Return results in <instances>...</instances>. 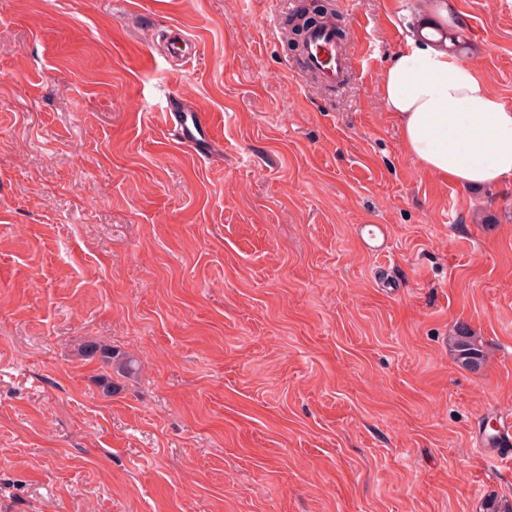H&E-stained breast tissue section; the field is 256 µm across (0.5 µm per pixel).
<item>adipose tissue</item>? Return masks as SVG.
<instances>
[{
    "instance_id": "adipose-tissue-1",
    "label": "adipose tissue",
    "mask_w": 512,
    "mask_h": 512,
    "mask_svg": "<svg viewBox=\"0 0 512 512\" xmlns=\"http://www.w3.org/2000/svg\"><path fill=\"white\" fill-rule=\"evenodd\" d=\"M380 93L425 171L465 188L512 181V107L447 46L408 37L383 69Z\"/></svg>"
}]
</instances>
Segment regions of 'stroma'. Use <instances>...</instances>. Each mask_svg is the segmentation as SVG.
<instances>
[{
    "instance_id": "obj_1",
    "label": "stroma",
    "mask_w": 512,
    "mask_h": 512,
    "mask_svg": "<svg viewBox=\"0 0 512 512\" xmlns=\"http://www.w3.org/2000/svg\"><path fill=\"white\" fill-rule=\"evenodd\" d=\"M334 3L356 69L332 92L268 0H0V512L512 500L476 452L512 421V184L403 148L380 74L417 0ZM443 29L512 107V0H448ZM180 104L205 153L165 125ZM87 340L139 374L105 394ZM361 243L372 254L382 253L387 248L388 231L384 224H370L360 232ZM449 346L455 362L467 370L477 371L486 361V353L478 336H474L471 329L463 323L449 337Z\"/></svg>"
}]
</instances>
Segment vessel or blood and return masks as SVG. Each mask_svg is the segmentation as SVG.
<instances>
[{
    "label": "vessel or blood",
    "mask_w": 512,
    "mask_h": 512,
    "mask_svg": "<svg viewBox=\"0 0 512 512\" xmlns=\"http://www.w3.org/2000/svg\"><path fill=\"white\" fill-rule=\"evenodd\" d=\"M301 68L314 76L323 86L336 88L345 83L352 69L349 48L337 42L333 26L322 25L311 29L305 38V54L301 58ZM167 123H179L181 143L192 145L196 131L205 129L206 121L200 114L179 116L166 113ZM361 243L372 254L382 253L387 247L386 225L371 224L360 232Z\"/></svg>",
    "instance_id": "obj_1"
}]
</instances>
